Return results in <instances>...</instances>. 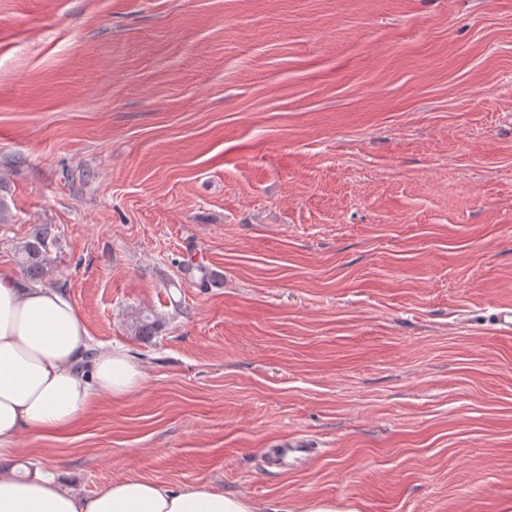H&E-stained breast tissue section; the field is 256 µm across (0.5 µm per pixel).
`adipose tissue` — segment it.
Here are the masks:
<instances>
[{
  "instance_id": "adipose-tissue-1",
  "label": "adipose tissue",
  "mask_w": 512,
  "mask_h": 512,
  "mask_svg": "<svg viewBox=\"0 0 512 512\" xmlns=\"http://www.w3.org/2000/svg\"><path fill=\"white\" fill-rule=\"evenodd\" d=\"M142 374L119 348H92L84 320L63 290L20 284L0 269V459L17 455L21 433L70 430L96 393L120 399ZM0 512H258L221 490L129 476L85 496L62 472L0 471Z\"/></svg>"
}]
</instances>
